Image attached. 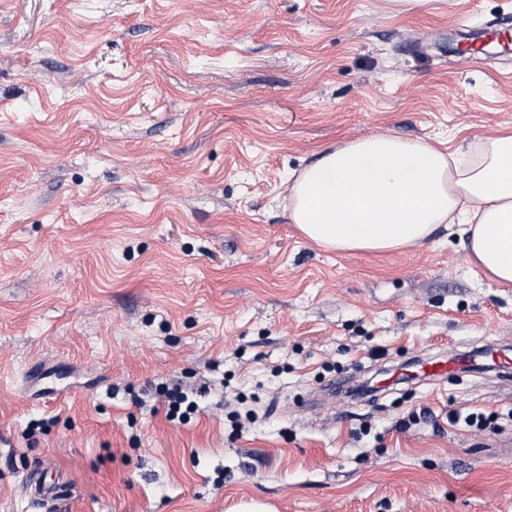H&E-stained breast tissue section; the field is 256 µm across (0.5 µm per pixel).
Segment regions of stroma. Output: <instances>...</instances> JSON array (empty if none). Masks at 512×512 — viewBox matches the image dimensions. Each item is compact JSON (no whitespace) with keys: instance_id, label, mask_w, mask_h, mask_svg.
Returning a JSON list of instances; mask_svg holds the SVG:
<instances>
[{"instance_id":"35a3bbf8","label":"stroma","mask_w":512,"mask_h":512,"mask_svg":"<svg viewBox=\"0 0 512 512\" xmlns=\"http://www.w3.org/2000/svg\"><path fill=\"white\" fill-rule=\"evenodd\" d=\"M491 22L512 0H0V512H512V375L402 369L512 349V285L457 224L316 246L286 190L362 136L512 130ZM160 392L166 398V417L169 420L178 419L184 423L196 412V403L189 400L188 395L178 385H172L171 388L169 385L161 386ZM493 413L486 415L482 412H463L462 409L452 410L448 414V420L453 424L463 423L466 427L482 430L491 422Z\"/></svg>"}]
</instances>
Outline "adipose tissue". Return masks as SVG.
Wrapping results in <instances>:
<instances>
[{"instance_id": "1", "label": "adipose tissue", "mask_w": 512, "mask_h": 512, "mask_svg": "<svg viewBox=\"0 0 512 512\" xmlns=\"http://www.w3.org/2000/svg\"><path fill=\"white\" fill-rule=\"evenodd\" d=\"M289 181L291 220L316 245L391 252L462 224L471 261L512 285L511 131L460 156L374 134L336 145Z\"/></svg>"}]
</instances>
